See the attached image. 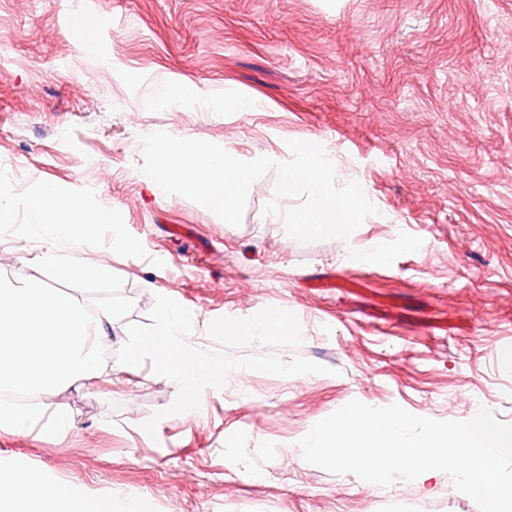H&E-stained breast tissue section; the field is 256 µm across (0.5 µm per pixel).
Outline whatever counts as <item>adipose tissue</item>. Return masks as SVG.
Instances as JSON below:
<instances>
[{"label": "adipose tissue", "mask_w": 512, "mask_h": 512, "mask_svg": "<svg viewBox=\"0 0 512 512\" xmlns=\"http://www.w3.org/2000/svg\"><path fill=\"white\" fill-rule=\"evenodd\" d=\"M71 419L62 407L47 410L45 404H1L0 431L24 430L43 425L53 435L64 433ZM66 500L79 501L82 512H138L136 498L128 496L116 498H90L74 484L56 483L54 487L44 486L38 471L22 472L10 484H0V512H47L51 503Z\"/></svg>", "instance_id": "ef3b65f1"}]
</instances>
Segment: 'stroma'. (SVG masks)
Segmentation results:
<instances>
[{"label":"stroma","mask_w":512,"mask_h":512,"mask_svg":"<svg viewBox=\"0 0 512 512\" xmlns=\"http://www.w3.org/2000/svg\"><path fill=\"white\" fill-rule=\"evenodd\" d=\"M186 80L198 99L159 103ZM228 93L253 111H225ZM155 131L244 161L319 144L378 212L348 240L300 242L262 214L270 173L229 225L142 181ZM1 158L16 185L94 189L148 256L72 248L121 276L134 309L103 341L106 373L49 399L71 429L0 431V458L91 496L135 494L142 512H478L446 473L369 485L307 463L298 442L354 399L437 420L478 400L512 422V0H0ZM42 252L0 236V273L40 278ZM158 294L182 297L202 337L219 317L289 310L303 344L281 357L330 372L228 378L148 435L177 388L115 355Z\"/></svg>","instance_id":"1"}]
</instances>
